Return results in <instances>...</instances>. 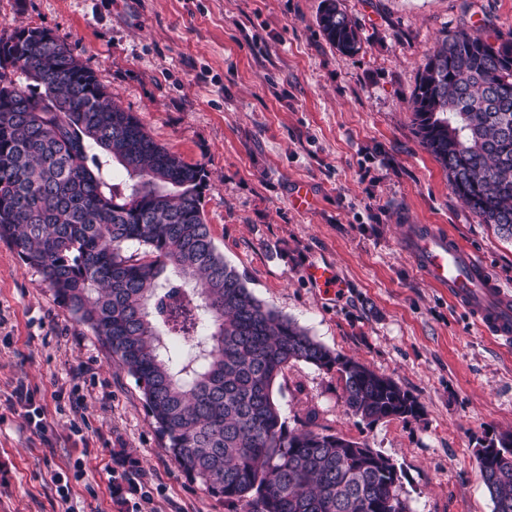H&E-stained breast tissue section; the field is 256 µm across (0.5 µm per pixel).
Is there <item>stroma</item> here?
<instances>
[{"label": "stroma", "instance_id": "35a3bbf8", "mask_svg": "<svg viewBox=\"0 0 512 512\" xmlns=\"http://www.w3.org/2000/svg\"><path fill=\"white\" fill-rule=\"evenodd\" d=\"M321 5L0 0V29L66 39L157 143L204 168L205 221L255 297L421 406L363 421L335 370L297 362L274 390L287 429L309 421L393 460L410 512H492L475 450L512 433V344L425 280L403 244L413 225L443 227L512 293V239L452 193L410 112L438 38L485 24L511 33L512 0H340L360 29L354 55L324 38ZM312 263L342 291L312 286ZM244 510L184 475L133 379L0 240V512Z\"/></svg>", "mask_w": 512, "mask_h": 512}]
</instances>
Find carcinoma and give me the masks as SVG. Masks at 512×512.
I'll return each mask as SVG.
<instances>
[{
    "label": "carcinoma",
    "mask_w": 512,
    "mask_h": 512,
    "mask_svg": "<svg viewBox=\"0 0 512 512\" xmlns=\"http://www.w3.org/2000/svg\"><path fill=\"white\" fill-rule=\"evenodd\" d=\"M318 25L340 52L361 48L338 0H322ZM411 112L452 192L512 238V61L479 28L445 34ZM206 187L52 31L0 34V240L134 380L186 477L246 512H408L389 458L308 423L286 430L274 386L303 361L336 369L363 420L415 417L419 403L252 294L210 235ZM482 450L493 512H512V434Z\"/></svg>",
    "instance_id": "cac0c4a2"
}]
</instances>
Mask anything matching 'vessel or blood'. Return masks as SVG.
Here are the masks:
<instances>
[{"mask_svg": "<svg viewBox=\"0 0 512 512\" xmlns=\"http://www.w3.org/2000/svg\"><path fill=\"white\" fill-rule=\"evenodd\" d=\"M420 273L464 308L488 334L512 343V295L489 277L479 254L460 246L432 225L415 227L406 240ZM306 279L318 288H340L327 265L306 267Z\"/></svg>", "mask_w": 512, "mask_h": 512, "instance_id": "obj_1", "label": "vessel or blood"}]
</instances>
